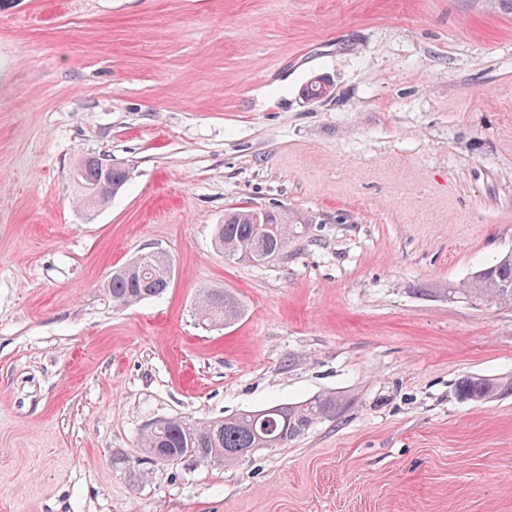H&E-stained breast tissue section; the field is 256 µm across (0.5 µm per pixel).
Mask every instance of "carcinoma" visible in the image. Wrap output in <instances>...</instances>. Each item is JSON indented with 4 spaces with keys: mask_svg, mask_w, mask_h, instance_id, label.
Wrapping results in <instances>:
<instances>
[{
    "mask_svg": "<svg viewBox=\"0 0 512 512\" xmlns=\"http://www.w3.org/2000/svg\"><path fill=\"white\" fill-rule=\"evenodd\" d=\"M331 82L322 76L303 89L305 97L316 100L331 92ZM129 172L105 156L87 154L76 163L72 181L78 201L87 212L105 207L128 180ZM299 231L288 211L267 208H233L216 225V248L247 263L264 264L282 255ZM172 279L171 260L155 252L114 271L103 284L112 308L122 310L162 294ZM448 294H462L479 304L512 305V256H504L482 269L467 288H450ZM200 317L209 323H228L241 314L238 300L222 288L202 291ZM462 400L484 404L512 393V378L466 377L456 388ZM342 406L335 396L317 397L297 404L244 411L222 420L189 422L168 417L150 423L143 431L139 448L152 461L175 462L185 457L230 466L238 461L242 448H285L309 432L317 423L333 419Z\"/></svg>",
    "mask_w": 512,
    "mask_h": 512,
    "instance_id": "1",
    "label": "carcinoma"
}]
</instances>
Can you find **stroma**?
<instances>
[{
	"instance_id": "obj_1",
	"label": "stroma",
	"mask_w": 512,
	"mask_h": 512,
	"mask_svg": "<svg viewBox=\"0 0 512 512\" xmlns=\"http://www.w3.org/2000/svg\"><path fill=\"white\" fill-rule=\"evenodd\" d=\"M322 75L329 97L302 90ZM129 171L78 204L85 154ZM285 259L226 257L234 207ZM150 248L168 290L102 291ZM512 13L492 0H0V512H512ZM206 288L242 308L197 314ZM333 395L285 448L141 463L167 417ZM248 207L233 208L217 224L216 248L225 255L247 263L264 264L283 256L291 238L300 232L288 211L266 208L264 212ZM462 294L484 305H512V256H504L482 269L468 288H449L448 294ZM200 317L209 323H228L241 314L238 300L223 288H209L202 291L198 303ZM462 400L484 404L503 395L512 393V378L466 377L456 388Z\"/></svg>"
}]
</instances>
